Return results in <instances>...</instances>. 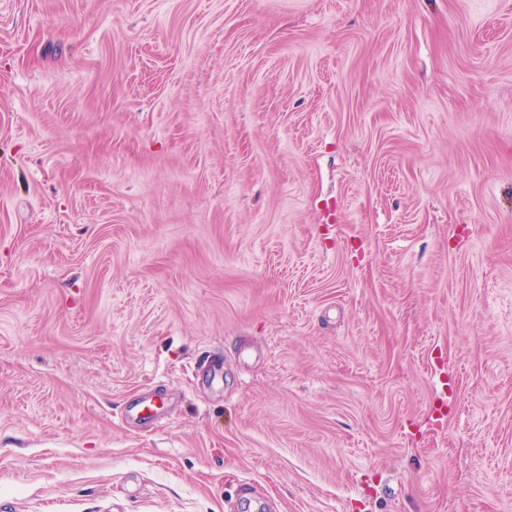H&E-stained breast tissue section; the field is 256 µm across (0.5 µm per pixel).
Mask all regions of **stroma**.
Masks as SVG:
<instances>
[{"mask_svg": "<svg viewBox=\"0 0 512 512\" xmlns=\"http://www.w3.org/2000/svg\"><path fill=\"white\" fill-rule=\"evenodd\" d=\"M245 485L512 512V0H0V512Z\"/></svg>", "mask_w": 512, "mask_h": 512, "instance_id": "stroma-1", "label": "stroma"}]
</instances>
